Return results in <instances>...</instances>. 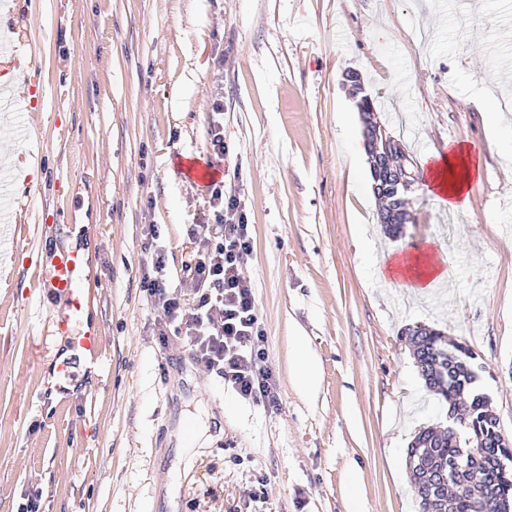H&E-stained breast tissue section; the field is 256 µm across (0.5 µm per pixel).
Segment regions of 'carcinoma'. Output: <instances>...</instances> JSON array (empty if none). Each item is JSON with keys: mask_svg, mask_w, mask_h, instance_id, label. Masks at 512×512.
Segmentation results:
<instances>
[{"mask_svg": "<svg viewBox=\"0 0 512 512\" xmlns=\"http://www.w3.org/2000/svg\"><path fill=\"white\" fill-rule=\"evenodd\" d=\"M383 168L377 219L391 237L403 233L406 203ZM425 386L448 404L451 431L424 426L408 446L413 493L422 512H512V443L503 442L489 396L474 387L475 353L426 326L402 332Z\"/></svg>", "mask_w": 512, "mask_h": 512, "instance_id": "carcinoma-1", "label": "carcinoma"}]
</instances>
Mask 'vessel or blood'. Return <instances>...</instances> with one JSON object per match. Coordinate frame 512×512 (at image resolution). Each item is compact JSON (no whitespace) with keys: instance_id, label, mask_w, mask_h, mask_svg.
<instances>
[{"instance_id":"1","label":"vessel or blood","mask_w":512,"mask_h":512,"mask_svg":"<svg viewBox=\"0 0 512 512\" xmlns=\"http://www.w3.org/2000/svg\"><path fill=\"white\" fill-rule=\"evenodd\" d=\"M185 172L202 184L216 182L217 165L194 155L182 157ZM85 260L77 249H62L50 256V269L45 286L53 295L63 297L65 306L49 321L51 334L67 335L69 344L78 356L88 359L100 354L101 340L93 331L78 332L74 326L83 316L87 306V294L83 286Z\"/></svg>"}]
</instances>
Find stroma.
I'll list each match as a JSON object with an SVG mask.
<instances>
[{
  "mask_svg": "<svg viewBox=\"0 0 512 512\" xmlns=\"http://www.w3.org/2000/svg\"><path fill=\"white\" fill-rule=\"evenodd\" d=\"M1 40L16 105L0 155L35 171L13 186L0 253V512L31 487L41 512H420L407 448L446 409L402 336L415 324L476 353L512 440V112L495 131L481 109L512 96V0H0ZM34 64L41 84L14 82ZM349 70L415 167L461 142L481 158L465 207L419 189L402 237L385 234ZM217 99L273 404L195 367L184 339L161 345L142 287L151 242L168 287L190 289L210 195L177 158L206 156ZM363 236L428 247L446 281L425 295L379 281ZM75 247L100 358L61 381L66 339L37 341L64 301L42 280ZM298 338L321 368L312 389L290 366ZM204 425L211 442L192 447Z\"/></svg>",
  "mask_w": 512,
  "mask_h": 512,
  "instance_id": "stroma-1",
  "label": "stroma"
}]
</instances>
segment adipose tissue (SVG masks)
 I'll return each instance as SVG.
<instances>
[{"mask_svg":"<svg viewBox=\"0 0 512 512\" xmlns=\"http://www.w3.org/2000/svg\"><path fill=\"white\" fill-rule=\"evenodd\" d=\"M427 190L444 205L456 208L467 205L474 180L481 177V163L469 148L461 145L432 157ZM379 280L414 293H421L445 281L446 272L432 262L429 255H407L392 251L376 266Z\"/></svg>","mask_w":512,"mask_h":512,"instance_id":"obj_1","label":"adipose tissue"}]
</instances>
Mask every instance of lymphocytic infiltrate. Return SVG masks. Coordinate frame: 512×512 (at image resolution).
Here are the masks:
<instances>
[{
    "mask_svg": "<svg viewBox=\"0 0 512 512\" xmlns=\"http://www.w3.org/2000/svg\"><path fill=\"white\" fill-rule=\"evenodd\" d=\"M209 192L212 221L192 228L198 249L185 266L192 297L168 288L162 276L165 255L159 249L151 254L155 274L145 277L143 288L168 328L161 343L173 335L184 337L197 366L221 374L242 398L272 404L277 388L266 336L252 286L240 273L253 251L251 226L239 199L225 195L223 184L211 185Z\"/></svg>",
    "mask_w": 512,
    "mask_h": 512,
    "instance_id": "1",
    "label": "lymphocytic infiltrate"
}]
</instances>
